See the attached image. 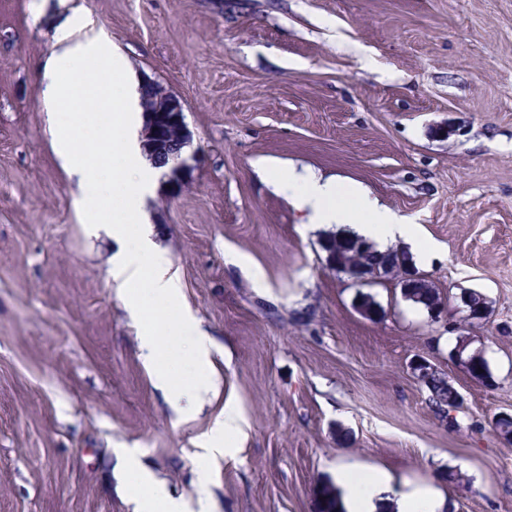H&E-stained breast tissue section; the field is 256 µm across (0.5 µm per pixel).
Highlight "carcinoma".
<instances>
[{
	"label": "carcinoma",
	"instance_id": "1",
	"mask_svg": "<svg viewBox=\"0 0 512 512\" xmlns=\"http://www.w3.org/2000/svg\"><path fill=\"white\" fill-rule=\"evenodd\" d=\"M165 88L156 85L141 90V104L146 112L155 113L156 119L163 127H169L161 92ZM320 246L325 253L326 265L333 271L344 273L354 279L369 270L380 271V280H394L407 272H414L415 277L406 280L401 291L406 300L422 306L431 313L442 308L444 300L433 283L416 269L412 258L406 251L391 246L379 251L375 245L354 235L345 233L329 234L321 239ZM462 303L470 320H481L487 311V301L477 291L464 293ZM354 308L365 318L374 320L382 312L381 304L370 293L358 292L354 299ZM467 373L485 385L493 384V377L482 357H474L464 365ZM429 391V401L439 412H445L448 402L453 399L454 386L442 372H432L424 377Z\"/></svg>",
	"mask_w": 512,
	"mask_h": 512
}]
</instances>
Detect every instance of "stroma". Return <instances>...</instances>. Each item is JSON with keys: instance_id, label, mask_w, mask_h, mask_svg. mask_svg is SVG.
<instances>
[{"instance_id": "obj_1", "label": "stroma", "mask_w": 512, "mask_h": 512, "mask_svg": "<svg viewBox=\"0 0 512 512\" xmlns=\"http://www.w3.org/2000/svg\"><path fill=\"white\" fill-rule=\"evenodd\" d=\"M103 30L184 105L191 144L180 193L148 198L152 240L221 346L219 398L178 419L138 349L141 323L178 307L145 296L131 319L109 275L119 245L80 211L41 95L60 23ZM370 54L373 66L360 62ZM360 184L432 248L418 269L440 319L326 266L313 224L259 172ZM466 327L495 380L454 356ZM464 326V325H463ZM163 361L192 390L191 341L166 328ZM423 358L462 400L431 406ZM249 423L231 455L194 452L225 405ZM512 0H0V512H132L128 450L176 497L200 472L213 512H327L337 464L395 486L449 492L453 512H512Z\"/></svg>"}]
</instances>
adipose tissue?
I'll return each mask as SVG.
<instances>
[{"label":"adipose tissue","instance_id":"obj_1","mask_svg":"<svg viewBox=\"0 0 512 512\" xmlns=\"http://www.w3.org/2000/svg\"><path fill=\"white\" fill-rule=\"evenodd\" d=\"M70 22L57 30V49L44 74L42 94L46 101L86 100L87 105L72 114L74 127L82 129L94 140L96 160H89L71 139L57 140L56 151L69 173L75 175L81 189L83 213L88 223L105 225L112 237L122 242V249L112 258L110 275L118 296L131 313H138L144 294L169 303L181 296L180 281L165 252L149 237L130 239L125 218L108 219L98 203L113 191L125 195L127 216L142 217L145 198L156 185L158 170L145 155L140 131L144 117L140 85L127 73L126 58L103 31L89 30L74 38ZM110 118H102L104 109ZM265 178L300 208L309 210L314 224L333 225L374 241L385 249L396 239L409 241L410 255L424 262L427 252L414 243L411 225L390 209L381 207L358 185L322 181L307 176L284 177L277 168L264 171ZM175 323L192 336L190 363L196 376L195 396L217 393L219 378L215 364L213 341L199 332L197 321L189 309H181ZM161 331L143 329L139 350L144 366L158 387L173 401H180L182 390L172 379L162 361ZM246 420L236 409H227L216 418L211 437L195 451L199 463L205 464L224 452V441L245 434ZM125 473H138L151 492L134 499L133 512H210V490L207 482H199L194 504L175 502L156 485L147 473L139 472L133 456L120 457ZM336 481L346 491L348 512H375L378 503L387 499L392 478L383 470L371 469L354 473L337 467Z\"/></svg>","mask_w":512,"mask_h":512}]
</instances>
